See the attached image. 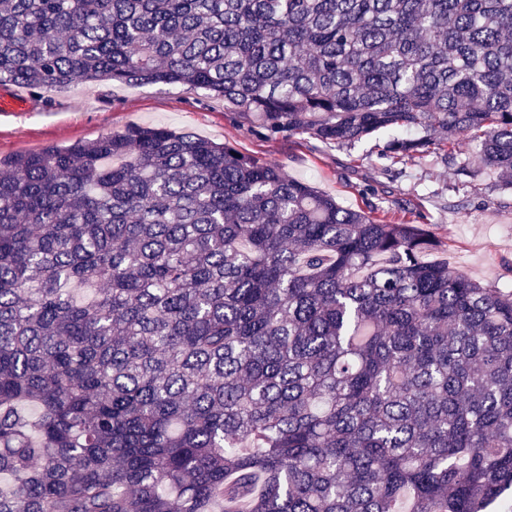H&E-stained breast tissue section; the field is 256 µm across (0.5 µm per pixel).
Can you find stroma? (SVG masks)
<instances>
[{
    "mask_svg": "<svg viewBox=\"0 0 512 512\" xmlns=\"http://www.w3.org/2000/svg\"><path fill=\"white\" fill-rule=\"evenodd\" d=\"M151 124L230 143L308 181L343 206L358 208L370 201L401 219L431 225L442 241L434 259L480 282L512 288V188L491 169L460 183L453 164L437 154L386 172L383 134L347 147H316L299 135L269 138L238 124L225 112L223 99L192 87L101 82L34 90L25 109L0 112V156ZM419 200L424 206L418 210Z\"/></svg>",
    "mask_w": 512,
    "mask_h": 512,
    "instance_id": "stroma-1",
    "label": "stroma"
}]
</instances>
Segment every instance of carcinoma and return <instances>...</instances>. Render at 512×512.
I'll list each match as a JSON object with an SVG mask.
<instances>
[{
  "label": "carcinoma",
  "instance_id": "cac0c4a2",
  "mask_svg": "<svg viewBox=\"0 0 512 512\" xmlns=\"http://www.w3.org/2000/svg\"><path fill=\"white\" fill-rule=\"evenodd\" d=\"M97 82L512 175V0H0V84ZM373 210L157 126L0 157V512H484L512 290Z\"/></svg>",
  "mask_w": 512,
  "mask_h": 512
}]
</instances>
